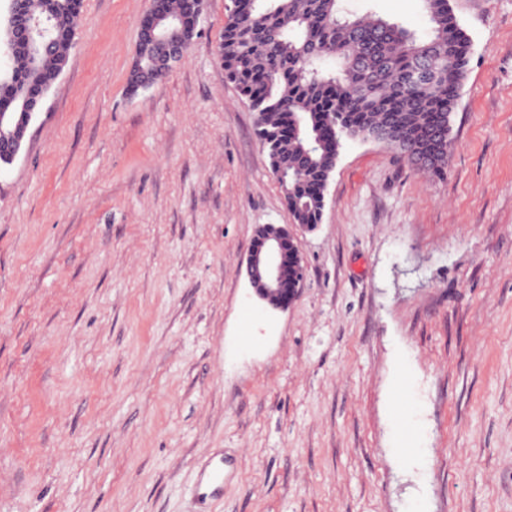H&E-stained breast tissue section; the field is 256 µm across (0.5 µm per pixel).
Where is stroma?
<instances>
[{
    "mask_svg": "<svg viewBox=\"0 0 512 512\" xmlns=\"http://www.w3.org/2000/svg\"><path fill=\"white\" fill-rule=\"evenodd\" d=\"M450 4L444 178L346 140L304 232L224 78L231 0L135 93L149 0H83L0 168V512H512V0ZM263 224L307 269L283 311L246 277ZM155 47L152 43L142 40L139 38L138 40V50H137V59L134 70L131 71L129 77V88L137 89V81L139 73L142 69L147 68L148 63L154 59L155 57Z\"/></svg>",
    "mask_w": 512,
    "mask_h": 512,
    "instance_id": "obj_1",
    "label": "stroma"
}]
</instances>
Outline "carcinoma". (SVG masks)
Wrapping results in <instances>:
<instances>
[{"instance_id":"obj_1","label":"carcinoma","mask_w":512,"mask_h":512,"mask_svg":"<svg viewBox=\"0 0 512 512\" xmlns=\"http://www.w3.org/2000/svg\"><path fill=\"white\" fill-rule=\"evenodd\" d=\"M427 26L410 30L348 0H234L224 23L219 59L224 76L256 114L255 133L267 152L288 209L298 224H319L343 143L370 139L441 174L448 165L451 116L469 67L470 39L449 0H422ZM23 12L52 31L37 64L21 43L8 50L0 73L5 132L26 133L19 120L24 85L49 89L63 71L77 30L82 0H21ZM198 0H160L159 13L183 26L190 45ZM138 40L129 88L155 57ZM423 66L429 78L411 80Z\"/></svg>"}]
</instances>
